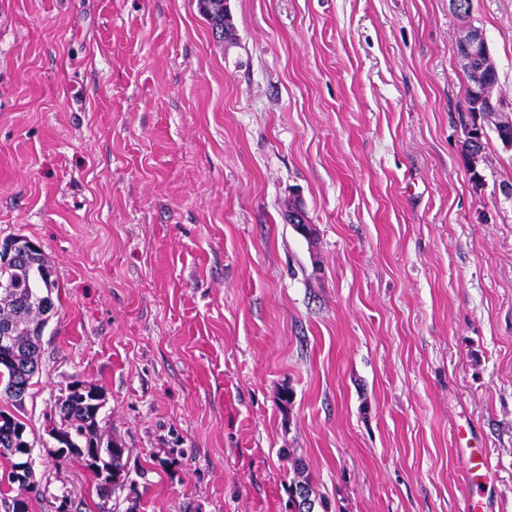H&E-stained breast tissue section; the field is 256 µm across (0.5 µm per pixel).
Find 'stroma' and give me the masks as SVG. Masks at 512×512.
Listing matches in <instances>:
<instances>
[{
	"label": "stroma",
	"mask_w": 512,
	"mask_h": 512,
	"mask_svg": "<svg viewBox=\"0 0 512 512\" xmlns=\"http://www.w3.org/2000/svg\"><path fill=\"white\" fill-rule=\"evenodd\" d=\"M229 7L0 0V240L60 285L29 512H289L292 457L330 512H512V149L467 153L456 50L512 117V0ZM75 381L129 450L104 499L53 459ZM226 0H205L207 6L201 8L204 16L212 25V30H219L221 33L220 38H228L232 36L233 23L230 13L224 8ZM459 41L464 53V62H469L481 56L486 47V39L482 30L475 26L467 28L459 36ZM462 69L466 75L468 87L466 97L467 111L462 113L461 120L467 122V119L471 118L472 123H475L476 114L481 109V105H478L477 100L472 96L470 87L475 83L478 71H480V76L488 71H496L489 49L479 60L470 64L468 68L466 65H462Z\"/></svg>",
	"instance_id": "1"
}]
</instances>
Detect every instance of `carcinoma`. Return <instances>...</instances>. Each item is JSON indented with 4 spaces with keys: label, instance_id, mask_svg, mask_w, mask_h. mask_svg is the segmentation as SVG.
<instances>
[{
    "label": "carcinoma",
    "instance_id": "obj_1",
    "mask_svg": "<svg viewBox=\"0 0 512 512\" xmlns=\"http://www.w3.org/2000/svg\"><path fill=\"white\" fill-rule=\"evenodd\" d=\"M207 6L202 9L204 16L226 39L232 35L233 23L230 13L224 8L225 0H205ZM468 85L475 83L477 74L495 70L490 53H485L479 60L462 66ZM16 288L14 296L8 298L0 295V323L8 322L16 331L18 351L12 353L8 360L0 359V398L10 402L13 407H23L33 378L39 372L41 359L42 332L36 328L45 327L49 317L45 310L55 309L54 290L59 288L53 278L51 268L46 264L42 254H22L16 263L14 272ZM58 408L63 413V432L77 448L86 451L91 464L87 469L98 481V490L105 493L110 485L116 483L125 471L124 456L127 449L117 445L102 446V433L99 419L101 406L84 399V392L68 393ZM10 421L0 422V456L10 459V467H15L17 457L13 453V439L18 432L25 431V424L13 413H8ZM309 485L295 481L290 486L291 506H296V498L308 504L306 512H314L315 500L311 499Z\"/></svg>",
    "mask_w": 512,
    "mask_h": 512
}]
</instances>
